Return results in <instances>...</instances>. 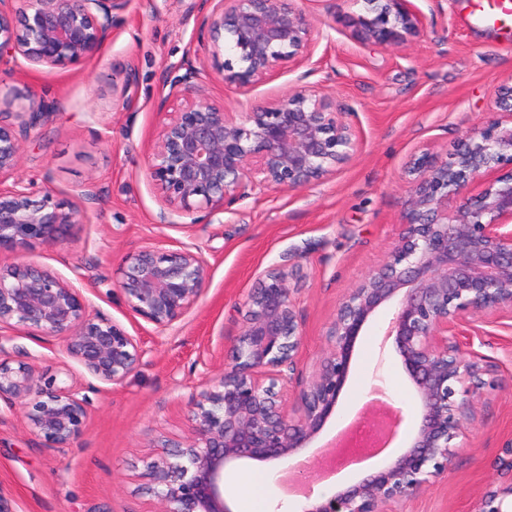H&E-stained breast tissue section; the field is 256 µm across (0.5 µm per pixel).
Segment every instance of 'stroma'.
<instances>
[{"instance_id":"obj_1","label":"stroma","mask_w":512,"mask_h":512,"mask_svg":"<svg viewBox=\"0 0 512 512\" xmlns=\"http://www.w3.org/2000/svg\"><path fill=\"white\" fill-rule=\"evenodd\" d=\"M414 3L426 33L391 48L359 41L354 0H304L308 62L247 92L224 84L209 42L197 39L199 0H131L93 58L50 73L0 64V88L50 107L23 142L20 177L37 194L81 208L57 241L0 253V266L25 261L57 271L142 350L123 382L106 384L67 356L62 339L0 329L1 358L47 375L70 370L88 399L85 427L69 448L47 447L24 411L0 402V495L13 512H157L147 468L163 462L164 441L189 437L192 399L223 374L240 332L238 307L270 268L299 276L297 373L316 372L339 303L398 243L410 163L427 149L455 153L468 132L494 119L500 93L512 86V38L474 25L461 0ZM187 60L206 94L231 112L299 86L342 100L355 112L356 152L302 188L255 190L207 217L175 211L154 189L146 161L166 118L155 109L164 76ZM161 244L197 248L208 270L197 305L164 331L134 316L115 290L127 254ZM457 341L484 369L475 419L456 438L448 472L388 503L389 512H477L486 491L512 478V311L469 318ZM377 376L405 415L388 454L403 450L420 404L376 320L357 340L335 413L298 462L322 459L351 413L371 416L365 394Z\"/></svg>"}]
</instances>
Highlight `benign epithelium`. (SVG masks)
<instances>
[{"label":"benign epithelium","instance_id":"7a95c632","mask_svg":"<svg viewBox=\"0 0 512 512\" xmlns=\"http://www.w3.org/2000/svg\"><path fill=\"white\" fill-rule=\"evenodd\" d=\"M130 0H0V62L8 57L53 70L95 56L111 38L113 12ZM197 37L224 56V83L245 91L302 65L312 43L303 0H201ZM361 38L399 47L427 30L412 0H363ZM168 76L156 111L166 121L147 157V170L164 203L177 211H224L247 189L294 190L322 179L357 149L353 108L306 86L245 112H228L196 83L200 72ZM171 98L181 100L166 110ZM499 117L476 128L451 160L431 151L415 159L412 204L404 232L388 259L339 303L329 346L317 371L291 399L282 368L293 367L302 342L285 267L267 270L241 307L242 325L232 362L218 390L199 394L193 436L164 444L173 462L150 466L159 512H233L224 475L240 461L286 463L308 447L336 409L354 348L365 326L388 310L384 335L393 339L420 401L405 450L325 500L297 502L296 512H386L449 469L452 441L473 419L480 376L448 331L471 316L512 310V89ZM49 112L28 99L19 123L0 125V252L59 238L79 221L73 204L50 192L33 199L18 177L21 142ZM11 185H6L7 181ZM476 184L475 194L458 201ZM207 265L184 246L149 247L126 256L118 289L128 309L165 330L199 301ZM63 338L69 357L97 380L118 384L141 358L136 340L57 272L26 262L0 267V327ZM0 401L25 410L31 432L48 446H70L81 434L87 399L56 375L41 377L27 363L0 358ZM512 482L486 493L477 512H502Z\"/></svg>","mask_w":512,"mask_h":512}]
</instances>
